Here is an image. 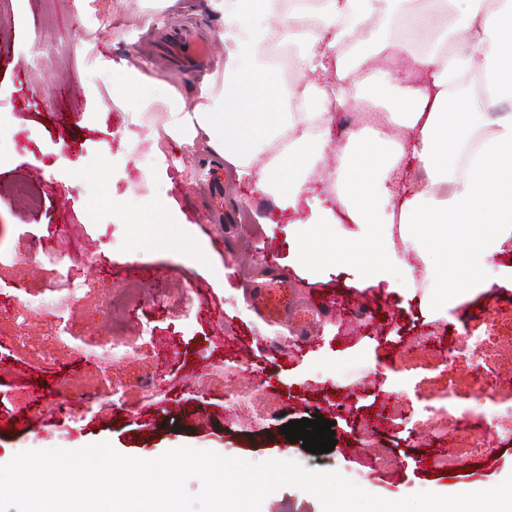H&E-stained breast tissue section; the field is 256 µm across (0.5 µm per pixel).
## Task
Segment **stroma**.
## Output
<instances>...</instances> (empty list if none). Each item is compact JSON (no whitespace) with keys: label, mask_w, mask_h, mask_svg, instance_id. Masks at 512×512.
<instances>
[{"label":"stroma","mask_w":512,"mask_h":512,"mask_svg":"<svg viewBox=\"0 0 512 512\" xmlns=\"http://www.w3.org/2000/svg\"><path fill=\"white\" fill-rule=\"evenodd\" d=\"M192 20L202 37L217 39L221 23L208 0H177L169 9L154 0H0V136L8 145L0 164V369L18 365L31 375L24 390L0 377V424L7 426L0 464L26 450L107 441L142 459L188 445L252 462L293 460L337 471L389 500L497 483L512 469V434L501 431L512 406V288L433 323L421 269L407 295L370 291L372 321L343 340L327 306L352 307L350 272L322 269L310 283L290 267L288 224L308 204L279 211L238 181L232 166L214 168L205 153L149 135L160 112L141 110L145 91L124 81L122 65L135 64L183 96L197 94L200 79L184 74L187 58L168 40ZM47 23L58 39L40 55L37 27ZM106 59L113 67H103ZM77 171L83 180H73ZM219 180L220 197L212 192ZM21 183L36 203L16 198ZM63 195L70 200L64 215ZM158 207L174 209L177 223L145 234L127 221ZM61 277L82 288L65 324L45 306L49 282ZM132 280L148 303L129 316L126 353L90 359L103 337L106 297ZM275 280L287 303H321L319 319L301 329L310 344L288 341V318L270 322L257 306L256 292ZM178 286L193 298L183 311L167 302ZM208 303L223 309V319L205 313ZM430 332L435 341H427ZM470 335L488 339L479 357L442 362L448 345ZM166 342L179 347L177 359L164 360ZM415 365L425 367L422 378L385 390V370ZM478 366L497 380L498 405L474 383ZM102 374L112 377L111 407L87 404L76 390L66 397L83 404L82 413L43 414L59 377ZM151 383L157 392L150 397ZM451 387L500 434L454 476L424 466L436 442L419 425L423 397ZM340 394L348 408L336 421L334 450L312 454L280 435L283 424L324 414ZM380 414L387 423L376 427V447L351 456L358 426ZM192 416L198 424L186 427ZM381 455L394 456L395 465H379Z\"/></svg>","instance_id":"1"}]
</instances>
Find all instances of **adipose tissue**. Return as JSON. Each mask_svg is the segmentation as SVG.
I'll list each match as a JSON object with an SVG mask.
<instances>
[{"mask_svg": "<svg viewBox=\"0 0 512 512\" xmlns=\"http://www.w3.org/2000/svg\"><path fill=\"white\" fill-rule=\"evenodd\" d=\"M223 31L224 68L195 102L166 90L169 110L152 127L194 146L204 137L239 179L297 210L312 177L335 156V195L306 220L290 223L297 276L344 265L353 288L386 285L403 293L418 266L430 272L432 319L472 298L512 284V0H209ZM400 17L418 51L404 76L350 93L339 47L365 45L364 60L386 52L373 22ZM297 42L307 79L295 91L303 109H288L287 91L269 48ZM378 106L376 124L334 146L332 102ZM351 227H340L341 219Z\"/></svg>", "mask_w": 512, "mask_h": 512, "instance_id": "adipose-tissue-1", "label": "adipose tissue"}]
</instances>
